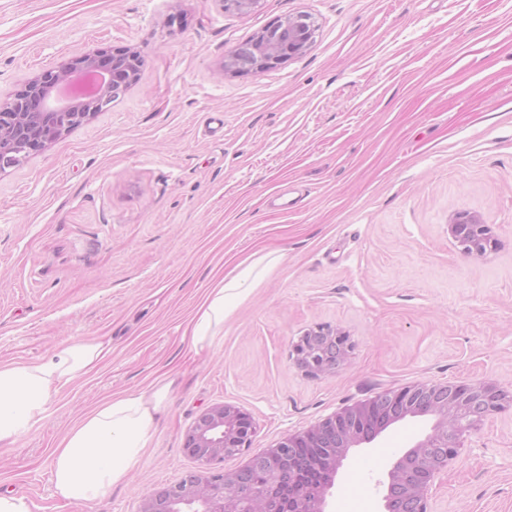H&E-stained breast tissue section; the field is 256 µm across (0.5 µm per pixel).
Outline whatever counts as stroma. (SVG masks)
<instances>
[{"mask_svg":"<svg viewBox=\"0 0 512 512\" xmlns=\"http://www.w3.org/2000/svg\"><path fill=\"white\" fill-rule=\"evenodd\" d=\"M305 13L301 57L222 66ZM133 47L139 81L0 174V364L105 338L112 354L0 447V495L83 512L54 493L56 443L112 397L180 377L153 445L91 512H138L193 468L184 434L241 407L252 451L340 408L419 382L512 389V0H0V94L87 50ZM298 190L294 209L270 199ZM460 211L498 248L463 255ZM281 263L203 354L182 336L208 288L268 252ZM341 328L346 365L316 379L290 345ZM409 417L354 449L329 512H382L388 473L430 430ZM431 512H512V415L490 417L431 489Z\"/></svg>","mask_w":512,"mask_h":512,"instance_id":"obj_1","label":"stroma"}]
</instances>
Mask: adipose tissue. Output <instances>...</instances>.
<instances>
[{
	"label": "adipose tissue",
	"mask_w": 512,
	"mask_h": 512,
	"mask_svg": "<svg viewBox=\"0 0 512 512\" xmlns=\"http://www.w3.org/2000/svg\"><path fill=\"white\" fill-rule=\"evenodd\" d=\"M278 261L274 253H265L209 288L187 329L192 349L200 353L210 347L225 320ZM111 353L110 342L78 339L37 362L0 365V446L12 445L44 418L52 393L90 373ZM176 383L170 375L152 389L106 401L73 428L52 456L57 496L90 512L124 484L150 446Z\"/></svg>",
	"instance_id": "adipose-tissue-1"
}]
</instances>
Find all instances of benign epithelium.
Masks as SVG:
<instances>
[{
  "label": "benign epithelium",
  "instance_id": "1",
  "mask_svg": "<svg viewBox=\"0 0 512 512\" xmlns=\"http://www.w3.org/2000/svg\"><path fill=\"white\" fill-rule=\"evenodd\" d=\"M309 16L280 19L260 31L224 63L233 74L259 73L304 55L313 43ZM143 58L131 47L96 49L37 73L0 98V173L22 165L125 95L141 75ZM448 234L462 254L482 258L495 251L492 225L469 211L457 213ZM353 349L336 326L316 324L292 343L290 358L310 378L343 366ZM512 411V391L492 383H420L346 406L274 446L251 453L252 417L231 403L201 412L184 435V453L195 462L174 484L156 488L139 512H327V496L350 449L375 441L408 416H428L430 432L389 472L383 512H430L436 476L464 450L465 441L490 416ZM245 456L223 470L224 459ZM266 483L254 482L256 473ZM306 472L315 486L300 483Z\"/></svg>",
  "mask_w": 512,
  "mask_h": 512
}]
</instances>
